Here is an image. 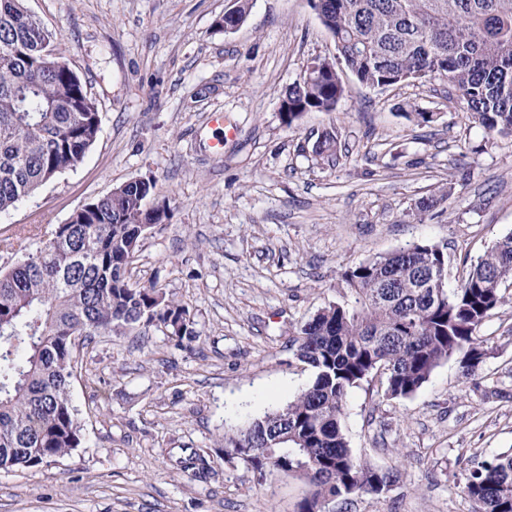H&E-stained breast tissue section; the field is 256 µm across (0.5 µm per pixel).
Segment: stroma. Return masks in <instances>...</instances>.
Masks as SVG:
<instances>
[{"label":"stroma","instance_id":"35a3bbf8","mask_svg":"<svg viewBox=\"0 0 512 512\" xmlns=\"http://www.w3.org/2000/svg\"><path fill=\"white\" fill-rule=\"evenodd\" d=\"M231 0H25L57 36L98 108L95 144L0 214V268L47 225L116 186L153 179L170 217L149 232L134 281L185 304L200 337L176 347L139 327L81 349L70 386L82 444L70 457L0 471V512H297L308 485L225 461L224 427L292 400L311 379L292 332L342 299L341 274L413 242L446 245L448 285L512 232V136L488 135L440 83L382 91L342 72L335 111L282 120V95L336 46L308 0H254L244 24L217 22ZM435 112L427 126L408 112ZM220 111L233 138L211 126ZM335 133L336 159L316 154ZM223 138V153L210 142ZM448 197L417 215L438 190ZM481 329L474 376L457 359L411 398L376 384L349 391L353 453L397 479L345 512H474L469 470L512 451V279ZM204 450L205 470L176 461Z\"/></svg>","mask_w":512,"mask_h":512}]
</instances>
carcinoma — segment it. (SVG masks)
Returning <instances> with one entry per match:
<instances>
[{
    "label": "carcinoma",
    "mask_w": 512,
    "mask_h": 512,
    "mask_svg": "<svg viewBox=\"0 0 512 512\" xmlns=\"http://www.w3.org/2000/svg\"><path fill=\"white\" fill-rule=\"evenodd\" d=\"M332 35L336 66L363 86L450 77L467 112L490 134H512V0H309ZM50 31L24 5L0 0V213L78 163L95 143L99 115L81 79L41 57ZM346 94L339 72L314 59L286 88L282 119L333 112ZM139 178L87 203L68 224L0 270V470L35 468L82 443L70 395L71 338L92 341L130 327H160L181 348L198 338L189 309L132 281L148 230L168 219L149 206ZM445 247L412 243L342 273L343 302H330L296 331V358L312 371L295 398L224 431L225 456L259 476L277 471L312 491L298 512L381 495L390 471L357 458L341 420L350 389L379 383L383 396L415 395L441 364L460 358L470 376L487 356L485 321L505 303L512 233L498 239L455 288ZM464 491L475 512H512V453L484 461Z\"/></svg>",
    "instance_id": "carcinoma-1"
}]
</instances>
